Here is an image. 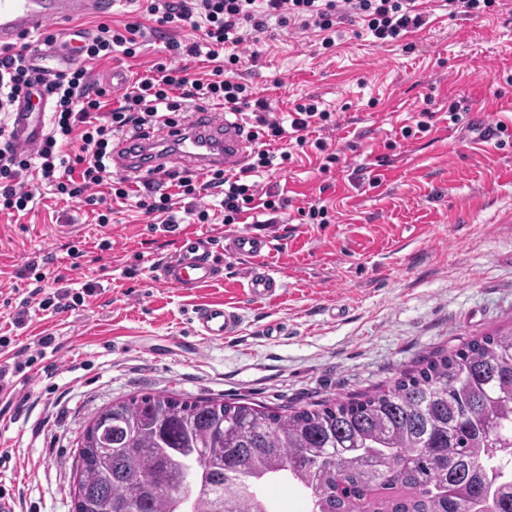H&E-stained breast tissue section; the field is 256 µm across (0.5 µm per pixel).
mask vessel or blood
<instances>
[{
	"label": "vessel or blood",
	"mask_w": 512,
	"mask_h": 512,
	"mask_svg": "<svg viewBox=\"0 0 512 512\" xmlns=\"http://www.w3.org/2000/svg\"><path fill=\"white\" fill-rule=\"evenodd\" d=\"M112 0H0V46L15 43L21 35L42 30L48 23L60 25L69 45L83 42L85 32L77 26L80 17L109 14ZM76 55L54 49L38 51L35 67L52 74L76 62ZM14 143L19 151L33 150L46 133L44 115L19 107L11 114ZM255 141L240 122L227 120L212 109H194L187 121L162 124L147 135L122 139L113 153L115 163L128 173L149 180L160 166L174 162L176 168L204 172L211 169L234 171L249 157ZM269 247L266 236L237 232L224 239L223 251H216L210 234L190 237L182 249L159 268L161 280L179 288H196L219 278L225 256L262 258ZM283 284L269 271L256 267L246 278L245 294L251 301L271 299ZM196 337L214 343L239 335L242 317L236 306L223 302L197 305L192 311Z\"/></svg>",
	"instance_id": "b4317fda"
}]
</instances>
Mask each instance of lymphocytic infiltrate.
<instances>
[{
    "label": "lymphocytic infiltrate",
    "instance_id": "1",
    "mask_svg": "<svg viewBox=\"0 0 512 512\" xmlns=\"http://www.w3.org/2000/svg\"><path fill=\"white\" fill-rule=\"evenodd\" d=\"M146 10L158 28L187 25L200 32L199 41L187 45L170 42L168 49L173 54L194 56L204 52L214 59L225 48L255 41L272 20L282 24L291 17L302 28L324 32L328 47L334 44L332 35L337 27L347 21L363 22L367 32L383 44L399 42L425 23L422 0H149ZM139 35V24L129 23L118 29L103 22L78 52L87 60L108 58L115 52L132 57L139 46ZM34 51L28 41L0 48L1 211L26 210L40 185L45 184L54 194L99 207V223H109L112 208L105 197L95 194V187L108 177L115 198L127 199L130 192L129 176L111 170L113 137L177 119L181 100L198 99L219 102L225 111L234 113L255 106L259 130L251 162L235 173L209 171L202 180L188 172H168L177 194L149 184L139 194L136 206L144 214L159 216L171 232L182 223H211L208 208L193 203L205 193L217 200L223 223L242 224L251 214H276L286 206L278 192L259 193L252 181L255 173L272 168L275 160H290V152L274 154L273 145L288 140L304 147L312 126L327 128L334 124L332 113L314 101L295 104L285 120L267 119L268 103L254 99L233 70L221 65L215 68L214 80L206 83L190 78L185 68H161L159 76L142 79L127 93L123 105L106 112L101 105L103 92L89 87L84 67L72 66L48 80L29 63ZM176 90L181 100L173 99ZM34 93L51 107L50 127L33 152L23 153L12 142L7 120L19 98ZM180 196L188 199V206L178 207L176 199ZM53 260V255L47 253L25 262L22 271L32 274L33 281L16 313V323L27 320L30 305L59 313L83 304L94 294L93 285L88 283L74 294L66 289L47 292L38 268Z\"/></svg>",
    "mask_w": 512,
    "mask_h": 512
}]
</instances>
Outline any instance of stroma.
<instances>
[{"label": "stroma", "instance_id": "1", "mask_svg": "<svg viewBox=\"0 0 512 512\" xmlns=\"http://www.w3.org/2000/svg\"><path fill=\"white\" fill-rule=\"evenodd\" d=\"M103 19L141 25L135 57L85 64L110 108L124 96L107 87L113 71L134 85L168 63L170 39L197 37L188 27L155 30L145 0H112L111 14L79 25ZM334 40L328 48L322 32L273 22L234 67L273 113L311 98L336 116V127L314 132L340 157L329 171L311 147L257 177L289 201L286 222L261 227L271 248L260 263L282 279L279 296L246 297L247 259L225 258L218 279L190 290L156 277L187 236L207 230L220 248L235 224L167 232L130 198L113 202L104 225L91 206L48 193L31 211L0 212V336L17 348L46 334L58 344L28 368L22 411L0 405V454L11 460L0 487L21 493L23 512H74L78 441L112 403L143 393L280 409L348 400L512 327V0L478 16L428 0L426 25L399 43H375L357 24ZM424 112L430 130L403 137ZM477 114L499 124L495 140L467 141ZM314 204L327 207L326 223L303 216ZM72 245L83 251L76 270ZM43 252L55 257L43 270L50 289L89 282L97 293L15 326L26 296L17 273ZM204 301L237 305L242 332L196 355L191 315ZM271 323L278 338L266 333Z\"/></svg>", "mask_w": 512, "mask_h": 512}]
</instances>
